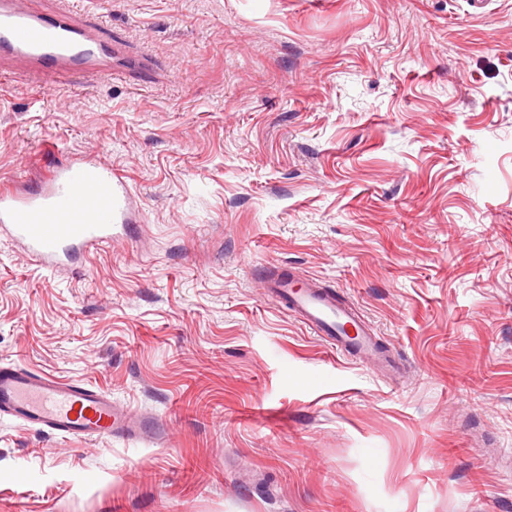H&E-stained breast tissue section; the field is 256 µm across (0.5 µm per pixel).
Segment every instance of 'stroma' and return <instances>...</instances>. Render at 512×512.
I'll return each instance as SVG.
<instances>
[{"label":"stroma","instance_id":"obj_1","mask_svg":"<svg viewBox=\"0 0 512 512\" xmlns=\"http://www.w3.org/2000/svg\"><path fill=\"white\" fill-rule=\"evenodd\" d=\"M69 2L120 60L0 82V183L100 159L136 216L59 272L0 236V363L155 425L0 421V512H512V0ZM298 282L286 273L270 277L265 281L267 296L293 308L301 322L333 349L362 362L378 360L393 367L391 357L381 350L364 325L337 301L334 293L311 283L299 286ZM342 326L353 327L355 333L342 331Z\"/></svg>","mask_w":512,"mask_h":512}]
</instances>
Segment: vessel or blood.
<instances>
[{
  "instance_id": "obj_1",
  "label": "vessel or blood",
  "mask_w": 512,
  "mask_h": 512,
  "mask_svg": "<svg viewBox=\"0 0 512 512\" xmlns=\"http://www.w3.org/2000/svg\"><path fill=\"white\" fill-rule=\"evenodd\" d=\"M115 51L69 10L47 16L23 0H0V77L13 79L21 65L29 82L79 71L94 77L112 69ZM131 190L102 162L77 160L53 168L41 188L22 194L0 185V235L19 245L47 269L77 255L110 246L129 220ZM272 300L293 308L316 336L361 361L387 356L334 293L281 273L266 281ZM11 418L57 438L138 439L111 394L85 382L62 381L14 365L0 364V418Z\"/></svg>"
}]
</instances>
